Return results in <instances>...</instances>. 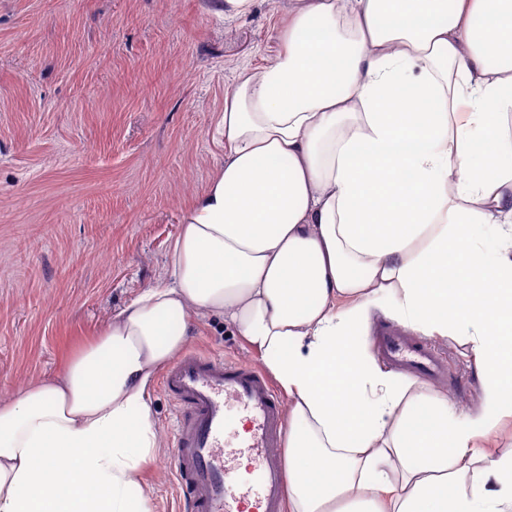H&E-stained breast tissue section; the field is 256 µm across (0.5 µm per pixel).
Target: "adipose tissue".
<instances>
[{"instance_id":"1","label":"adipose tissue","mask_w":512,"mask_h":512,"mask_svg":"<svg viewBox=\"0 0 512 512\" xmlns=\"http://www.w3.org/2000/svg\"><path fill=\"white\" fill-rule=\"evenodd\" d=\"M275 30L171 282L0 403V512H153L149 392L207 315L287 402L288 512H512V454L479 442L512 421V0H288ZM380 315L462 345L477 409L379 364Z\"/></svg>"}]
</instances>
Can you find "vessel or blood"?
Instances as JSON below:
<instances>
[{"instance_id":"1","label":"vessel or blood","mask_w":512,"mask_h":512,"mask_svg":"<svg viewBox=\"0 0 512 512\" xmlns=\"http://www.w3.org/2000/svg\"><path fill=\"white\" fill-rule=\"evenodd\" d=\"M377 354L401 369L440 377L441 358L404 333L374 337ZM162 387L178 409L174 470L185 512H282L285 472L275 449L286 431L282 401L256 368L190 352L163 375ZM248 422L245 436L230 431L235 411ZM247 449V479L226 461V450Z\"/></svg>"}]
</instances>
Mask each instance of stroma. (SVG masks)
<instances>
[{
	"label": "stroma",
	"instance_id": "obj_1",
	"mask_svg": "<svg viewBox=\"0 0 512 512\" xmlns=\"http://www.w3.org/2000/svg\"><path fill=\"white\" fill-rule=\"evenodd\" d=\"M218 0H0V402L53 376L65 356L154 280L168 277L186 201L223 160L214 133L236 72L273 60L277 10L235 19ZM422 379L459 413L481 387L453 340ZM187 351L259 366L218 316ZM157 512H182L177 411L150 393Z\"/></svg>",
	"mask_w": 512,
	"mask_h": 512
}]
</instances>
